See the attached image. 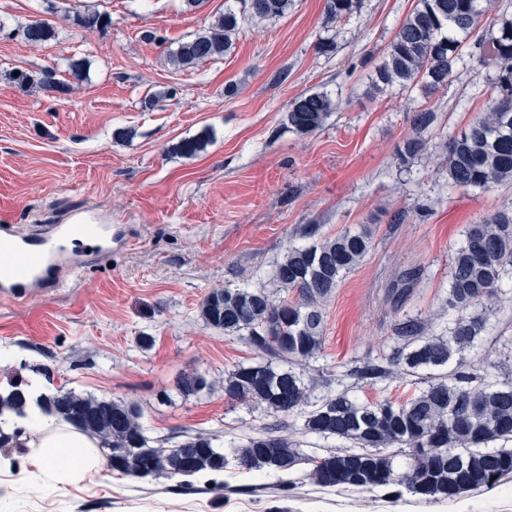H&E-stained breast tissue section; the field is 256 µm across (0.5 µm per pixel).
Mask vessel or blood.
Returning <instances> with one entry per match:
<instances>
[{"label": "vessel or blood", "mask_w": 512, "mask_h": 512, "mask_svg": "<svg viewBox=\"0 0 512 512\" xmlns=\"http://www.w3.org/2000/svg\"><path fill=\"white\" fill-rule=\"evenodd\" d=\"M97 228L93 241L95 249H104L112 239V228L97 224L94 215L85 213L72 223L61 224L41 238L20 235L14 225H0V241L9 245V253L0 259V296L17 298L26 295L33 286L62 287L57 275L61 266H74L76 259L72 246L79 235L89 228Z\"/></svg>", "instance_id": "obj_1"}]
</instances>
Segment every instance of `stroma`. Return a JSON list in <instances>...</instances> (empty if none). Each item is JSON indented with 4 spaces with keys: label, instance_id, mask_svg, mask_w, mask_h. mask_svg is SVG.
<instances>
[{
    "label": "stroma",
    "instance_id": "obj_1",
    "mask_svg": "<svg viewBox=\"0 0 512 512\" xmlns=\"http://www.w3.org/2000/svg\"><path fill=\"white\" fill-rule=\"evenodd\" d=\"M418 0H361L326 24V0H294L288 14L245 26L230 52L178 68L168 52L243 0H0V221L34 232L77 211L119 224L122 240L79 257L64 287L0 298V388L47 369L55 385L140 405L149 437L171 447L204 433L242 444L273 414L228 399L224 376L261 355L198 317L216 288L278 293L274 269L305 225L333 237L369 226L373 246L325 306L322 351L307 374L316 395L342 389L363 401L403 404L425 373L366 385L347 367L374 360L404 316L439 308L451 261L469 224L512 209V184L489 190L448 184L445 144L489 102L495 73L458 65L435 94L390 88L372 94L375 63ZM108 14L92 31L86 9ZM45 20L54 39L30 46L23 29ZM333 38L334 52L317 44ZM89 62L84 78L68 62ZM67 84H44L47 71ZM323 92L339 107L317 132L288 127L290 103ZM433 108L428 148L403 158L410 118ZM208 134L203 150L173 152ZM423 274L395 302L392 284ZM492 333L512 336V279L476 309ZM153 337L151 347L139 339ZM212 390L184 393L194 375ZM301 461L278 486L272 474L140 478L101 464L76 484L52 485L32 469L33 449L0 456V512H512V479L458 498L340 491L312 484L314 459L342 440L300 434Z\"/></svg>",
    "mask_w": 512,
    "mask_h": 512
}]
</instances>
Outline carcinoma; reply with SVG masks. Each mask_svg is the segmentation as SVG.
<instances>
[{
    "label": "carcinoma",
    "instance_id": "carcinoma-1",
    "mask_svg": "<svg viewBox=\"0 0 512 512\" xmlns=\"http://www.w3.org/2000/svg\"><path fill=\"white\" fill-rule=\"evenodd\" d=\"M498 0H419L399 27L375 66L373 88L418 83L431 92L448 86L464 57L496 71L495 97L490 106L448 143V182L458 187L488 189L512 183V19L495 18ZM292 0H248L238 14L232 9L216 17L208 30L179 45L172 54L177 66H193L222 56L232 48L244 22L280 18ZM360 6V0H327V22L340 21ZM87 29L105 27L108 15L93 11L77 17ZM24 39L40 45L55 37L52 25L33 21ZM325 93L295 98L288 125L300 135L320 130L337 109ZM431 108L413 112L414 136L404 146L411 158L426 149L423 138L436 122ZM202 138L175 146L184 156L204 148ZM366 231L344 232L333 238L288 248L276 265L275 279L296 300L275 298L258 288L212 290L200 306L204 322L227 333L247 334L249 344L267 362L240 364L224 378V394L254 402L277 417L305 407L303 434L335 437L353 445L315 460L311 481L323 488L361 489L399 487L426 499H454L464 493L494 487L512 477V448L493 447L512 441V378L499 379L488 369H463L461 356L481 346L486 325L467 310L494 296L503 276L512 269V210H502L469 226L456 251L448 296L437 318L448 315V335L431 336L433 318L405 317L393 325L390 351L379 359L349 369V375L373 385L395 374L433 370L440 375L401 405L360 401L342 391L315 396L295 371L308 367L322 350L324 303L345 274L368 254ZM456 367L441 373L450 364ZM29 383L11 382L0 389V448H9L20 430L9 420L27 416ZM181 388L199 393L210 388L201 375L187 377ZM40 411L96 438L109 466L138 477H187L216 474L228 467L241 473L286 475L300 460L296 441L283 433L282 423L249 437L224 452L218 437L195 435L173 448L154 445L146 435L137 407L125 401L55 387L35 400ZM407 451L411 463L395 468L390 448ZM289 451L288 464L272 452Z\"/></svg>",
    "mask_w": 512,
    "mask_h": 512
}]
</instances>
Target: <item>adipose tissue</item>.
Returning <instances> with one entry per match:
<instances>
[{
	"label": "adipose tissue",
	"instance_id": "1",
	"mask_svg": "<svg viewBox=\"0 0 512 512\" xmlns=\"http://www.w3.org/2000/svg\"><path fill=\"white\" fill-rule=\"evenodd\" d=\"M23 431L17 442L35 449L32 464L37 471L51 474L54 483L77 481L97 472L101 460L98 442L68 424L31 410L22 421Z\"/></svg>",
	"mask_w": 512,
	"mask_h": 512
}]
</instances>
